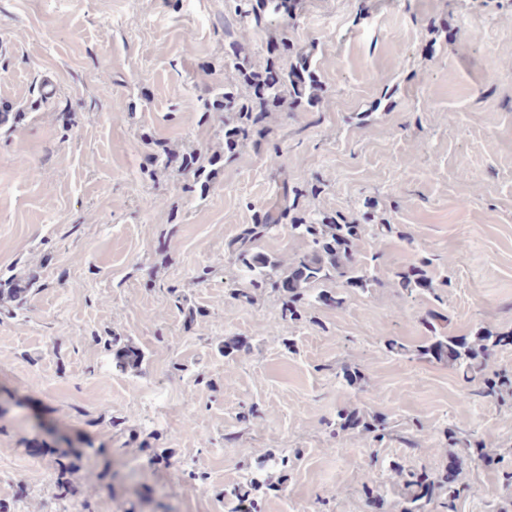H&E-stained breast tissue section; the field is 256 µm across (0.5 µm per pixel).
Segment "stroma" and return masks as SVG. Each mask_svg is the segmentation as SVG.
<instances>
[{"label":"stroma","mask_w":512,"mask_h":512,"mask_svg":"<svg viewBox=\"0 0 512 512\" xmlns=\"http://www.w3.org/2000/svg\"><path fill=\"white\" fill-rule=\"evenodd\" d=\"M283 31L309 52L319 101L264 113L266 139L187 191L154 162L157 142L222 152L228 115L200 97L233 83L230 45L261 68ZM4 109L17 117L0 124V280L36 276L24 310L0 316L11 512H76L55 497L56 456L28 451L58 430L96 512H225V490L249 479L261 512H372L368 470L393 493L395 466L446 465L450 425L512 468V399L464 401L454 367L413 354L432 310L452 336L512 332V0H300L290 24L261 29L231 0H0ZM311 185L299 209L386 225L359 244L380 283L316 285L285 322L277 293L235 299L248 282L226 244L283 187ZM427 258L434 294H408L398 272ZM108 336L143 349L140 371L112 369ZM228 336L240 351L225 354ZM346 406L396 436L333 434ZM279 456L282 484L265 466ZM190 468L205 482L188 485ZM462 476L480 492L457 512H512L494 467L466 461Z\"/></svg>","instance_id":"1"}]
</instances>
